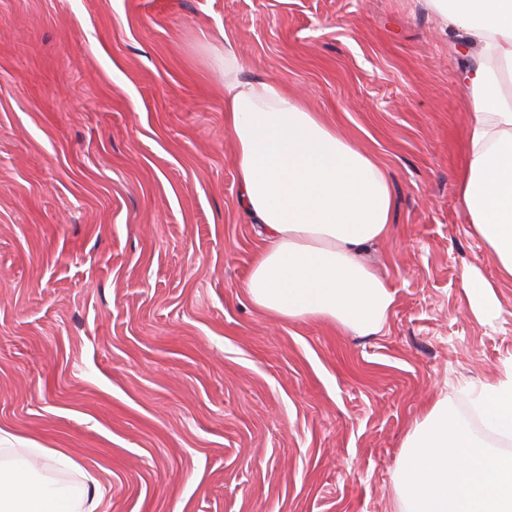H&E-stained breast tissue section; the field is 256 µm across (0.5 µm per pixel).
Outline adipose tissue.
Returning a JSON list of instances; mask_svg holds the SVG:
<instances>
[{"mask_svg":"<svg viewBox=\"0 0 512 512\" xmlns=\"http://www.w3.org/2000/svg\"><path fill=\"white\" fill-rule=\"evenodd\" d=\"M444 27L481 50L464 74L475 102L465 126L459 195L473 234L502 278L512 280V0H430ZM224 128L234 146L240 205L263 242L245 282L260 312L284 322H329L354 336L387 323L395 291L363 252L391 225L387 172L355 149L301 95L242 77L224 42ZM463 283L471 312L500 318L502 305L475 268ZM485 430L512 442V365L504 378L470 391ZM82 486L37 481L31 468L0 465V512H95Z\"/></svg>","mask_w":512,"mask_h":512,"instance_id":"1","label":"adipose tissue"}]
</instances>
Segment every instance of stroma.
<instances>
[{"label": "stroma", "mask_w": 512, "mask_h": 512, "mask_svg": "<svg viewBox=\"0 0 512 512\" xmlns=\"http://www.w3.org/2000/svg\"><path fill=\"white\" fill-rule=\"evenodd\" d=\"M385 165L383 331L260 313L220 57ZM480 59L428 0H0V429L96 512H396L407 433L512 361L458 185ZM477 268L501 318L471 313ZM60 448L74 466H46Z\"/></svg>", "instance_id": "35a3bbf8"}]
</instances>
